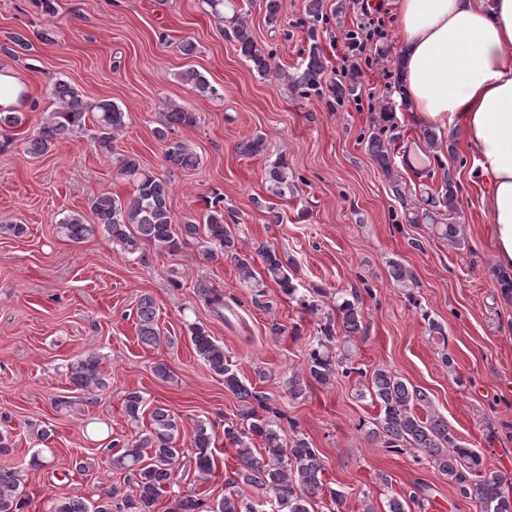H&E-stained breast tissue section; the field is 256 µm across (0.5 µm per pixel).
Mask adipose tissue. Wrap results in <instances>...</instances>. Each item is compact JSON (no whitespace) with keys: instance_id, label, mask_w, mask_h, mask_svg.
Segmentation results:
<instances>
[{"instance_id":"adipose-tissue-1","label":"adipose tissue","mask_w":512,"mask_h":512,"mask_svg":"<svg viewBox=\"0 0 512 512\" xmlns=\"http://www.w3.org/2000/svg\"><path fill=\"white\" fill-rule=\"evenodd\" d=\"M397 71L419 124L461 126L477 156L497 264L512 269V0H396Z\"/></svg>"}]
</instances>
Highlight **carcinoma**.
<instances>
[{
  "instance_id": "cac0c4a2",
  "label": "carcinoma",
  "mask_w": 512,
  "mask_h": 512,
  "mask_svg": "<svg viewBox=\"0 0 512 512\" xmlns=\"http://www.w3.org/2000/svg\"><path fill=\"white\" fill-rule=\"evenodd\" d=\"M237 50L251 62L262 77L271 73V56L262 53L255 45L248 28L241 22L232 28ZM325 66L318 46L310 48L305 66L292 75L283 74L294 89L301 93H319L323 88ZM181 80L201 95L214 94L209 81L197 70L188 69L181 74ZM54 108L47 114L38 131L27 143V154L36 157L44 154L55 142L87 127L92 111H97L96 127L93 135L98 144L112 148L115 134L126 126V112L110 101L94 105L87 103L82 95L68 82L58 79L50 89ZM196 117L187 108L171 105L164 114V128L157 130L161 140L167 139V131L181 125H192ZM385 129L373 133L369 140V151L380 167L389 174L392 170L388 145L382 138ZM237 150L244 156H255L264 150L263 138L258 136L240 142ZM165 161L172 167L192 169L199 164L198 156L190 146L182 141H171L165 149ZM119 172L136 183V190L129 200L123 202L110 194L96 197L91 204L92 219L81 214L65 217L60 222L62 232L72 241L79 242L95 230L103 227L110 241L124 250L135 253L144 244L158 245L171 251L178 248L181 241L195 238L204 233L211 244L209 255H222L233 263L243 282L259 284L251 266L252 257L239 254L237 238L231 225L224 219V199L220 196L208 204L205 222L194 224L187 221L177 224L173 221L168 206L170 182L146 171L140 161L130 155L115 158ZM266 181L272 192L282 197L288 191V174L285 164L277 159L268 164ZM426 208L415 215L411 223H438L440 208L448 212V221L441 223L442 235L450 241L457 238L458 228L453 222L457 212L456 183L451 174L444 173V194L431 196L425 200ZM256 252L261 256L264 273L277 283L286 293L293 294L295 287L288 276L283 261L276 251L260 246ZM199 297L215 314L222 316L231 307L224 303V293L215 288L202 287ZM342 323L343 343L336 346V354L330 353V344L335 341L330 324L320 328L317 346L310 349L305 373H294L288 377V394L298 399L305 394V379L309 378L321 385H327L338 374L351 372L352 352L347 343L356 336H363L365 328L359 307L358 295L343 300L337 308ZM138 336L146 345H154L161 339L153 302L144 298L137 308ZM191 342L204 364L215 374L224 377V387L242 401H254L258 408L250 407L239 414V421L224 424L225 443L235 448L238 467L228 477V492L224 498L206 508V501L194 494H177L170 512H257L255 505L241 492L242 486L260 490L273 500L276 512H311V499L323 489L322 474L324 464L317 449L302 438L296 426L293 433L283 435V430L275 421L280 413L266 405V397L245 384L231 368L224 354V346L218 344L202 324L188 327ZM68 383L73 390L83 394L80 403L95 405L97 391L107 385L106 376L101 370V359L90 354L67 372ZM360 396L368 397L381 405V417L375 428L368 432L374 442L387 448H397L403 444L422 453L442 474L448 476L461 496L473 498L481 512H512V493L506 491L503 478L495 473H480L481 459L472 448H466L453 434L448 421L431 410L427 393L419 387L407 384L402 378L385 368H377L371 373ZM144 398L138 391H131L125 397V410L133 420L139 419ZM428 409L422 419L414 412L415 406ZM265 415L258 416V410ZM178 424L162 407L151 413V427L139 439L124 445L112 453V466L125 469L129 473L131 485L114 501L117 492L108 491L92 503L79 498L60 497L51 501L50 512H154L159 498L170 492L175 484L174 464L178 461L180 449L176 448ZM264 442V452L257 455L251 448L253 441ZM195 452V467L200 478L210 476L214 468L212 451L213 435L204 422H199L192 435ZM20 478L13 468L0 469V512H22L24 501L19 495Z\"/></svg>"
}]
</instances>
